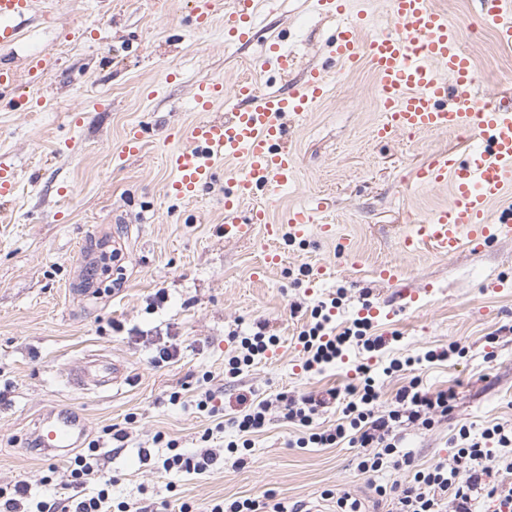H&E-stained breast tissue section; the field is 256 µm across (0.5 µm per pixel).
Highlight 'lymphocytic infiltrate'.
I'll use <instances>...</instances> for the list:
<instances>
[{
  "mask_svg": "<svg viewBox=\"0 0 512 512\" xmlns=\"http://www.w3.org/2000/svg\"><path fill=\"white\" fill-rule=\"evenodd\" d=\"M313 326L302 331L299 341L307 353L306 368L335 362L351 344L361 345L369 352L384 348L380 336H369L367 321L359 319L343 329H335L331 314L314 308ZM369 364H359L355 372L361 381L347 384L345 389L330 388L322 393L300 397L278 394L276 400L288 421L304 427L306 436L296 441L297 447L315 445L330 448L341 441H349L366 448V456L359 462L360 471L378 473L393 468L411 471L412 478L393 498L394 512H441L443 500H450L453 512H481L485 504H494V512H512V485L496 482L492 472L497 465L512 470V426L494 424L481 432L463 427L458 431L457 444L451 463L440 462L428 468H417L410 453L400 451L394 431L406 422H421L430 426L433 416H447L453 409L457 394L454 389L426 391L419 380H411L396 395L395 409L378 415L373 404L378 398ZM346 395L342 419L336 425L313 430L314 418L321 409L329 407L339 395ZM69 488L73 493L64 497L58 508L36 500L25 482L13 487H0V512H146L145 508L127 502L112 503L107 489L88 495L82 488L88 480L101 477L96 452L70 458ZM467 472V480H460V472Z\"/></svg>",
  "mask_w": 512,
  "mask_h": 512,
  "instance_id": "1",
  "label": "lymphocytic infiltrate"
}]
</instances>
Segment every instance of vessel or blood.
<instances>
[{
  "label": "vessel or blood",
  "mask_w": 512,
  "mask_h": 512,
  "mask_svg": "<svg viewBox=\"0 0 512 512\" xmlns=\"http://www.w3.org/2000/svg\"><path fill=\"white\" fill-rule=\"evenodd\" d=\"M481 18L499 44L512 46V0H479ZM32 0H0V43L14 40L15 20L27 15ZM326 14L342 16L344 23L334 44L338 62L367 63L376 77V92L383 119L374 136L382 141L422 133L463 132L469 137L466 159L451 152L433 157L414 173L417 186L450 185L447 205L432 212L404 235L402 249L413 254L429 249L453 257L463 248L479 250L512 237V214L493 211L492 205L512 190V94L493 101L480 100L471 58L463 49L458 31L446 12L433 0H385L392 31L371 27L364 10L353 0H315ZM197 31L209 29L223 18L224 32L247 43L255 35L254 0H197ZM328 83L323 69H311L302 88L266 92L249 78L232 87L223 81H199L194 105L201 112L181 137L184 147L170 150L166 164L172 173L167 194L173 199L193 197L212 178L218 161L239 159L241 170L226 180L224 211L234 214L244 202L253 207L246 223L225 225V232L244 237L262 230L267 241L296 243L311 235L336 236L332 224L315 220L321 199L289 210L282 223H271L266 203L291 187L298 172L295 150L289 145L287 125L299 122L322 98ZM223 101L227 118L210 117L216 101ZM120 365L99 359L83 361L71 375L70 385L80 391L117 381ZM33 443L51 455L78 447L85 431L79 415L47 413L34 422Z\"/></svg>",
  "instance_id": "1"
}]
</instances>
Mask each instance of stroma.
Returning a JSON list of instances; mask_svg holds the SVG:
<instances>
[{"mask_svg":"<svg viewBox=\"0 0 512 512\" xmlns=\"http://www.w3.org/2000/svg\"><path fill=\"white\" fill-rule=\"evenodd\" d=\"M256 2L258 35L247 44L225 38L220 18L195 31L190 0H33L15 22L16 39L0 45V68L14 72L13 83L0 87V167L17 181L14 196L0 202V486L23 481L39 499L61 498L65 458H46L26 442L40 413L69 408L85 417V440L98 443L116 502H186L206 512L217 498L272 494L336 512V496L347 493L363 512H389L376 486L405 484L410 472L362 474V449L345 442L296 447L299 432L274 402L282 392L343 388L370 358L378 411L393 408L397 389L415 376L430 391H457L453 411L431 429L399 428L418 466L449 461L461 425L478 432L512 424V238L451 258L400 246L412 224L449 201L448 189L415 185L416 168L439 152L464 154L467 140L452 133L374 139L382 116L375 78L366 64L342 66L332 53L341 19L313 0ZM435 4L459 24L479 97L497 99L512 82V48L482 26L475 0ZM274 42L295 54L289 74L265 62ZM33 56L53 62L35 83L26 71ZM312 67L340 73L341 82L329 84L302 122L289 124L298 177L269 210L276 221L320 196L319 219L335 225L337 237L282 245L281 263L259 278L268 248L262 232H224L225 175L241 161L219 163L193 198L173 200L165 139L199 119L192 95L200 80L229 85L248 77L271 90L297 88ZM133 127L140 151L115 158ZM384 264L397 268L394 282L376 277ZM320 268L330 276L315 278ZM331 300L340 326L364 304L382 308L372 332L389 345L371 356L353 346L336 364L305 371L299 333L312 308ZM260 327L276 346L238 377L227 376L229 358L240 351L230 332ZM171 335L178 357L155 363ZM451 343L459 355L387 371L392 359ZM89 355L120 364L123 380L107 391H74L70 370ZM208 390L215 417L195 407ZM263 400L271 403L265 432L252 448L226 454L235 437L228 420ZM119 429L127 434L121 445L112 439ZM170 439L185 452L209 446L227 463L202 475L166 472ZM142 448L149 462L140 461Z\"/></svg>","mask_w":512,"mask_h":512,"instance_id":"1","label":"stroma"}]
</instances>
